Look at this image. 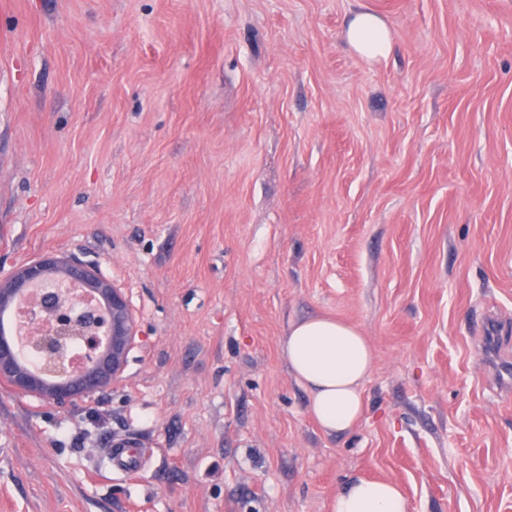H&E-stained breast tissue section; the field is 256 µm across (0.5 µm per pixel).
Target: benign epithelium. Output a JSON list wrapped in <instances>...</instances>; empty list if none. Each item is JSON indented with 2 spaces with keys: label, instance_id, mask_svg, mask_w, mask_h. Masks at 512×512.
<instances>
[{
  "label": "benign epithelium",
  "instance_id": "benign-epithelium-1",
  "mask_svg": "<svg viewBox=\"0 0 512 512\" xmlns=\"http://www.w3.org/2000/svg\"><path fill=\"white\" fill-rule=\"evenodd\" d=\"M29 345L40 357L31 365L12 334L0 332V380L18 394L57 404L92 397L116 381L136 336V319L123 291L93 264L44 253L0 276V313L14 310L34 288ZM81 340L82 353L70 344Z\"/></svg>",
  "mask_w": 512,
  "mask_h": 512
}]
</instances>
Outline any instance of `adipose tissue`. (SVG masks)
<instances>
[{"label": "adipose tissue", "mask_w": 512, "mask_h": 512, "mask_svg": "<svg viewBox=\"0 0 512 512\" xmlns=\"http://www.w3.org/2000/svg\"><path fill=\"white\" fill-rule=\"evenodd\" d=\"M346 39L360 56H385L389 31L376 14L362 11L349 22ZM290 374L308 391L310 413L329 433L350 431L365 412L363 386L375 352L359 328L326 316L292 323L281 343ZM333 512H408L400 486L390 480L351 479L337 494Z\"/></svg>", "instance_id": "obj_1"}]
</instances>
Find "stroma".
Returning <instances> with one entry per match:
<instances>
[{
	"label": "stroma",
	"mask_w": 512,
	"mask_h": 512,
	"mask_svg": "<svg viewBox=\"0 0 512 512\" xmlns=\"http://www.w3.org/2000/svg\"><path fill=\"white\" fill-rule=\"evenodd\" d=\"M47 250L138 335L91 399L0 381V512H512V0H0V274ZM312 316L375 350L344 434L280 350ZM346 39L356 53L367 59L385 56L391 44L386 24L378 15L367 11L357 13L350 20ZM111 458L114 464L120 470L125 472L135 471L139 468V464L143 455V449L139 448L136 442L130 441L123 445V448H109ZM400 486L390 480L351 479L336 495L333 512H407Z\"/></svg>",
	"instance_id": "1"
}]
</instances>
